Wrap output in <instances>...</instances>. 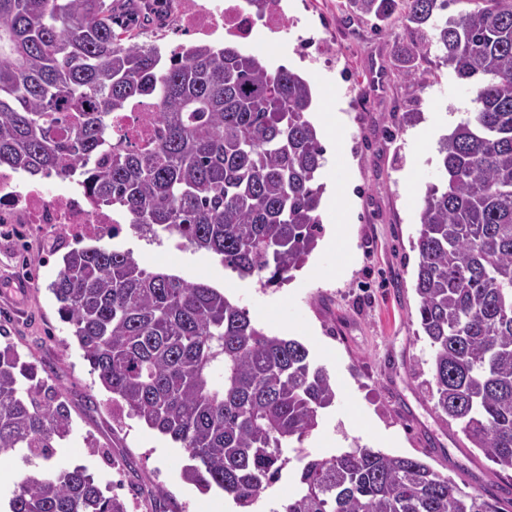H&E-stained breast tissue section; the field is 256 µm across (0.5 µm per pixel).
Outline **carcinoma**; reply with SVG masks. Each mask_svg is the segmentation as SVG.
Listing matches in <instances>:
<instances>
[{"instance_id": "obj_1", "label": "carcinoma", "mask_w": 512, "mask_h": 512, "mask_svg": "<svg viewBox=\"0 0 512 512\" xmlns=\"http://www.w3.org/2000/svg\"><path fill=\"white\" fill-rule=\"evenodd\" d=\"M452 0H347L402 14L407 88L432 46L474 112L439 144L442 181L419 209L414 290L432 350L429 398L472 447L512 471V0L437 20ZM113 0H0V167L30 177L85 170L92 203L143 237H177L263 286L287 281L320 234L323 149L299 73L228 42L182 46L161 66ZM149 100L155 140L136 146L112 116ZM49 289L91 374L127 415L180 444L182 473L248 508L300 453L282 512H512L409 456L358 446L310 458L301 444L336 399L295 339L267 334L203 282L140 267L105 245L65 252ZM74 434L59 390L0 345V455L29 473L9 512H128L83 465L56 460Z\"/></svg>"}]
</instances>
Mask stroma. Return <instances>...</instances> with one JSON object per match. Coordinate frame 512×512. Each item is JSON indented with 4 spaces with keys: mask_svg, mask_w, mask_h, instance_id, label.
Instances as JSON below:
<instances>
[{
    "mask_svg": "<svg viewBox=\"0 0 512 512\" xmlns=\"http://www.w3.org/2000/svg\"><path fill=\"white\" fill-rule=\"evenodd\" d=\"M280 7L281 32L256 33L241 48L270 68L300 73L315 95L333 93L337 149L344 156L338 174L351 200L324 191L318 213L322 227L349 225L340 251L317 244L291 281L264 288L225 269L210 252L174 238L147 241L127 224L104 243L132 252L147 270L223 290L266 333L308 347L335 383L336 400L304 441L305 453L328 458L358 445L379 448L419 458L458 483L507 495L512 475L435 412L426 386L431 349L416 335L418 253L412 243L419 207L427 185L440 177V140L473 108L472 86L435 50L420 63L421 86L407 95L396 66L406 42L401 15L380 29L352 14L345 0H280ZM137 24L141 41L165 55L194 42L161 16ZM412 109L419 120L404 123ZM18 230L0 237V282L22 277L30 286L19 304L0 293V334L37 364L69 406L78 433L59 443L57 461L119 482L128 512H151L162 490L169 494L167 512H200L201 491L181 477L189 462L184 450L113 406L58 312L48 285L73 240L31 224Z\"/></svg>",
    "mask_w": 512,
    "mask_h": 512,
    "instance_id": "obj_1",
    "label": "stroma"
}]
</instances>
